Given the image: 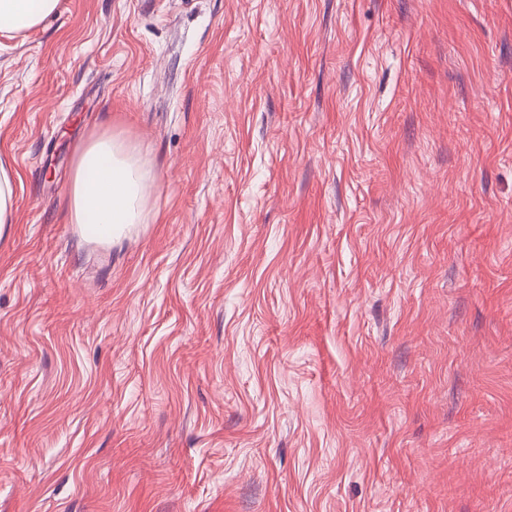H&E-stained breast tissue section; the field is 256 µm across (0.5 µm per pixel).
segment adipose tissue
Here are the masks:
<instances>
[{
	"instance_id": "1",
	"label": "adipose tissue",
	"mask_w": 512,
	"mask_h": 512,
	"mask_svg": "<svg viewBox=\"0 0 512 512\" xmlns=\"http://www.w3.org/2000/svg\"><path fill=\"white\" fill-rule=\"evenodd\" d=\"M61 0H0V35L38 28L59 11ZM151 177L147 161L125 138L102 132L74 154L67 217L93 238L112 243L146 223Z\"/></svg>"
}]
</instances>
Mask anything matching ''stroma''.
<instances>
[{
	"label": "stroma",
	"instance_id": "1",
	"mask_svg": "<svg viewBox=\"0 0 512 512\" xmlns=\"http://www.w3.org/2000/svg\"><path fill=\"white\" fill-rule=\"evenodd\" d=\"M0 161V512H512V0H61ZM151 187L148 163L136 147L102 132L74 154L68 223L110 245L135 224L147 223ZM14 199V173L0 162V231L12 222Z\"/></svg>",
	"mask_w": 512,
	"mask_h": 512
}]
</instances>
